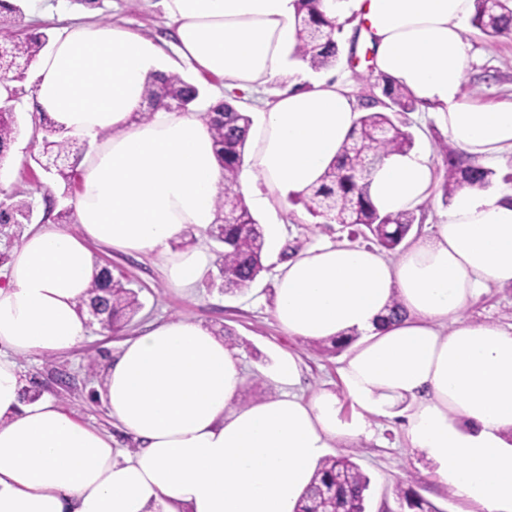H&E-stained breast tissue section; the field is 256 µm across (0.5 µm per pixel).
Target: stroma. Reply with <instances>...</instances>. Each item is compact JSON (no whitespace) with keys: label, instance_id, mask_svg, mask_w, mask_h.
Returning <instances> with one entry per match:
<instances>
[{"label":"stroma","instance_id":"35a3bbf8","mask_svg":"<svg viewBox=\"0 0 512 512\" xmlns=\"http://www.w3.org/2000/svg\"><path fill=\"white\" fill-rule=\"evenodd\" d=\"M21 9L19 25L27 32L54 35L75 21H105L127 27L157 41H171L175 24L163 11L160 0H95L83 5L79 0H17ZM470 45L462 92L475 104L487 105L512 101V36L490 38L471 23L463 25ZM17 114V163L8 186L0 188V202L18 196L32 199L31 223L0 224V254L10 250L30 232L41 227L46 213L45 197H52L55 211L68 210L79 189L78 183L64 184L39 164L46 125L37 123L22 102H15ZM266 237V271L251 288L227 292L216 264H209L194 293L171 288L158 259L133 258L104 245L92 246L95 265L121 268L142 303L132 318L118 327L90 325L85 340L77 347L54 356H21L17 362L30 393L47 397L70 411L83 424L105 431L119 447H134V439L115 426L106 407L102 382L107 363L116 356L122 343L137 335L147 324L176 316L208 323L217 331L231 332L239 342L237 354L245 370L246 381L240 402L259 398L270 383L281 352H294L300 362V388L304 395L327 389L340 392L338 375L341 354L332 346L316 348L286 335L272 314L274 269L288 253L296 252L318 240L366 244L363 235L352 227L326 223L312 217L302 206L276 205L255 214ZM471 320L512 324V287H493L469 310ZM348 456L370 478L368 512H397L394 489L408 475L418 477L416 489L440 512H465L466 506L433 480L434 465L417 456L407 446L397 423L381 420L375 442L351 448Z\"/></svg>","mask_w":512,"mask_h":512}]
</instances>
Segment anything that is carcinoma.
Wrapping results in <instances>:
<instances>
[{"mask_svg":"<svg viewBox=\"0 0 512 512\" xmlns=\"http://www.w3.org/2000/svg\"><path fill=\"white\" fill-rule=\"evenodd\" d=\"M320 0H297V34L293 56L313 71L335 66L339 61L336 32L340 26L327 18L319 9ZM471 24L489 37L512 33V0H473ZM7 39L0 43V52L31 61L48 43L45 34L17 38L13 31H5ZM382 95L379 99L369 95L361 103L354 134L343 144L340 155L324 172L320 183L299 195L293 203L302 204L315 218L338 224L361 226L385 251L394 253L402 244L417 219V210L381 215L370 199V174L384 156L413 149L412 132L395 122L397 113L413 112L418 101L406 90L398 87L386 76L381 77ZM203 91L182 74L173 72L159 81L147 79L143 97L147 110L133 113L132 121L149 119L152 111L169 104L182 112ZM217 147V158L224 169V196L215 204L216 220L208 233L224 245L217 252V264L224 290L248 288L266 270L263 255L266 239L263 228L254 218L244 194L238 186V176L246 151V133L251 118L226 103L207 109ZM17 119L12 111L0 112V154L15 140ZM72 143L68 139L43 140V153L69 155ZM445 166L441 185L442 199L448 204L464 188L490 184L494 171L474 164L460 153L443 154ZM11 223L26 224L33 202L12 200L5 204ZM91 287L108 289L102 296L107 309L105 323L115 327L127 315H135L141 308L138 293L126 287L120 278L107 271L101 277L93 275ZM370 479L360 466L348 456H326L304 492L296 512H366V492ZM400 512H441L435 505L419 495L409 484L395 488Z\"/></svg>","mask_w":512,"mask_h":512,"instance_id":"1","label":"carcinoma"}]
</instances>
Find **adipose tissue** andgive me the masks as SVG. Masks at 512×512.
Masks as SVG:
<instances>
[{"label":"adipose tissue","mask_w":512,"mask_h":512,"mask_svg":"<svg viewBox=\"0 0 512 512\" xmlns=\"http://www.w3.org/2000/svg\"><path fill=\"white\" fill-rule=\"evenodd\" d=\"M162 2L179 58L223 77L227 90L294 78L247 132L242 192L263 208L315 185L359 112L341 78L313 76L292 58L295 0ZM321 8L358 27L375 73L435 112L460 153L488 164L512 152V103L483 109L460 92L473 0ZM163 54L125 27L94 22L60 28L33 64L29 110L89 149L78 233L50 224L27 234L1 275L0 512H296L328 449L372 441L377 420L396 415L439 485L474 512H512V325L466 316L487 289L512 286V185L459 193L445 220L401 252L319 241L280 263L274 318L301 341L347 340L341 393L299 395L288 352L277 393L239 404L237 353L208 324L177 317L126 340L104 374L109 414L135 450L49 398H27L16 356L59 354L86 335L77 303L94 272L91 244L154 255L184 292L209 262L202 249L171 250L213 224L224 192L208 118L160 109L131 120L147 77L168 71ZM434 180L430 152L393 153L371 173V201L382 214L410 210Z\"/></svg>","instance_id":"1"}]
</instances>
